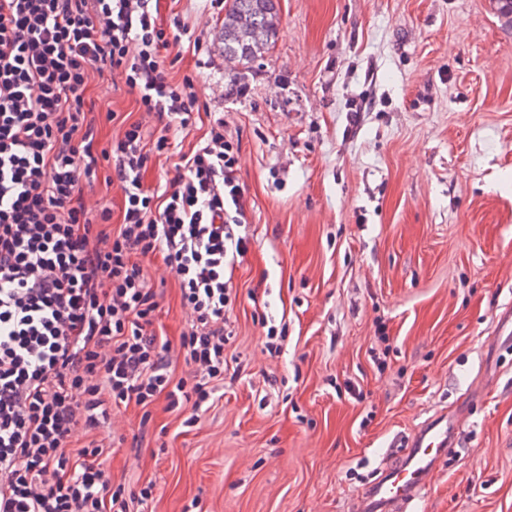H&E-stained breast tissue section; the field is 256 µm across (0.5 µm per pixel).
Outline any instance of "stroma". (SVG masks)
<instances>
[{
    "label": "stroma",
    "instance_id": "1",
    "mask_svg": "<svg viewBox=\"0 0 512 512\" xmlns=\"http://www.w3.org/2000/svg\"><path fill=\"white\" fill-rule=\"evenodd\" d=\"M182 41L173 80L238 141L254 244L234 272L222 396L193 426L157 400L128 405L102 446L115 479L154 481L153 512H349L414 431L483 372L512 307V20L498 0H279L274 48L224 78L210 0H161ZM99 109L135 111L122 82L92 80ZM153 326L177 343L191 317L174 270ZM286 336L278 356L262 340ZM454 453L415 512H512V352L492 368Z\"/></svg>",
    "mask_w": 512,
    "mask_h": 512
}]
</instances>
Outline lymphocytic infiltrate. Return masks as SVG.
I'll use <instances>...</instances> for the list:
<instances>
[{"mask_svg": "<svg viewBox=\"0 0 512 512\" xmlns=\"http://www.w3.org/2000/svg\"><path fill=\"white\" fill-rule=\"evenodd\" d=\"M180 41L158 0H0V512H148L155 484L127 490L74 436L132 403L165 399L192 424L216 400L233 271L253 238L223 118L143 186L200 109L193 76L166 73ZM95 76L119 79L161 131L111 111L118 133L100 146L84 100ZM104 163L122 195L114 231L86 192ZM157 256L193 315L174 345L152 331L160 294L141 262ZM177 358L190 379L175 378Z\"/></svg>", "mask_w": 512, "mask_h": 512, "instance_id": "f902f5d3", "label": "lymphocytic infiltrate"}]
</instances>
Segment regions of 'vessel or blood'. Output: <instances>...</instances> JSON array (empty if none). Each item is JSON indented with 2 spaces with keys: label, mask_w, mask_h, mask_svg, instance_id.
Instances as JSON below:
<instances>
[{
  "label": "vessel or blood",
  "mask_w": 512,
  "mask_h": 512,
  "mask_svg": "<svg viewBox=\"0 0 512 512\" xmlns=\"http://www.w3.org/2000/svg\"><path fill=\"white\" fill-rule=\"evenodd\" d=\"M466 414L467 408L461 403L427 421L402 458L362 490L353 512H408L429 490L437 461L454 445L458 425Z\"/></svg>",
  "instance_id": "1"
}]
</instances>
